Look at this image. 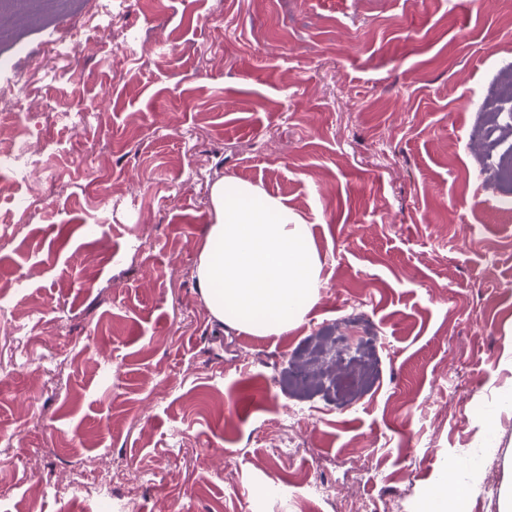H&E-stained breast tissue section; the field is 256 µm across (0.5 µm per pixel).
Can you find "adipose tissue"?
<instances>
[{
    "instance_id": "1",
    "label": "adipose tissue",
    "mask_w": 512,
    "mask_h": 512,
    "mask_svg": "<svg viewBox=\"0 0 512 512\" xmlns=\"http://www.w3.org/2000/svg\"><path fill=\"white\" fill-rule=\"evenodd\" d=\"M194 276L218 323L258 335L301 323L322 286L306 221L231 177L210 188V222Z\"/></svg>"
}]
</instances>
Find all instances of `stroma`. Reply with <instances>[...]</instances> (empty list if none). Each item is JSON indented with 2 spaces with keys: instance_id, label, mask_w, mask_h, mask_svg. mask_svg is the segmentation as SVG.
<instances>
[{
  "instance_id": "35a3bbf8",
  "label": "stroma",
  "mask_w": 512,
  "mask_h": 512,
  "mask_svg": "<svg viewBox=\"0 0 512 512\" xmlns=\"http://www.w3.org/2000/svg\"><path fill=\"white\" fill-rule=\"evenodd\" d=\"M98 2L57 0L0 47L1 94L98 109L77 132L22 120L54 147L41 196L0 167V512H415L474 466L469 512H500L512 197L485 170L512 130L470 144L512 79V0H292L287 17L278 0H129L42 83ZM160 29L162 46L123 44ZM223 176L309 225L323 286L287 333L221 327L194 281ZM358 314L374 387L350 405L290 393L327 328L356 355ZM62 469L79 483L56 485Z\"/></svg>"
}]
</instances>
